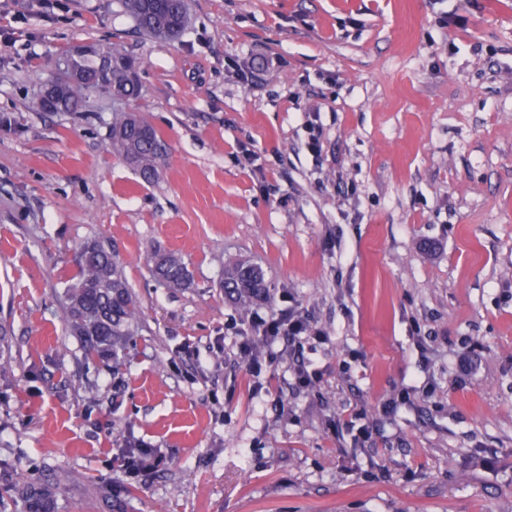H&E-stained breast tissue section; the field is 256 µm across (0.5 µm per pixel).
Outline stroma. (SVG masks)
<instances>
[{
	"label": "stroma",
	"mask_w": 512,
	"mask_h": 512,
	"mask_svg": "<svg viewBox=\"0 0 512 512\" xmlns=\"http://www.w3.org/2000/svg\"><path fill=\"white\" fill-rule=\"evenodd\" d=\"M188 6L159 43L119 0H0V512L60 470L55 512H512V0ZM73 43L136 62L153 182L104 151L109 101L37 109ZM93 237L140 312L116 368L66 329ZM237 260L267 284L245 305ZM292 306L330 342L240 353ZM139 448L158 466L121 468ZM153 276L169 288H188L193 276L184 261L174 253L155 251L145 257ZM223 286L228 295L246 304L265 288L264 276L257 267L240 262L224 270Z\"/></svg>",
	"instance_id": "1"
}]
</instances>
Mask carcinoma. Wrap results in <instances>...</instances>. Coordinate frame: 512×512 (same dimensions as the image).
I'll use <instances>...</instances> for the list:
<instances>
[{
	"instance_id": "1",
	"label": "carcinoma",
	"mask_w": 512,
	"mask_h": 512,
	"mask_svg": "<svg viewBox=\"0 0 512 512\" xmlns=\"http://www.w3.org/2000/svg\"><path fill=\"white\" fill-rule=\"evenodd\" d=\"M123 11L138 29L149 37L167 42L187 23V0H120ZM112 57L111 73L100 76L97 57ZM73 72L86 75L84 87L74 91L67 85ZM54 77L62 86V111L76 117L86 113V96H118V102L142 97L143 87L134 71L133 60L115 50L92 49L83 56L58 57ZM163 141L152 124L138 112L122 107L112 110L110 133L105 150L134 166L144 180H152ZM153 276L170 288H187L193 276L184 261L174 253L155 251L145 257ZM76 273L66 281V324L79 338L85 356L100 361L119 360L132 336L131 325L138 307L129 292L123 272L111 250L98 239L83 242L75 260ZM263 288L260 269L246 262L224 270V290L245 304ZM70 471L57 472L47 486L28 487L25 496L29 512H53V494L62 485L73 483Z\"/></svg>"
}]
</instances>
